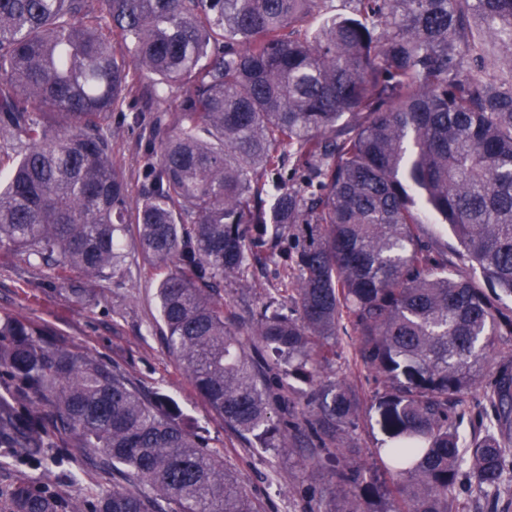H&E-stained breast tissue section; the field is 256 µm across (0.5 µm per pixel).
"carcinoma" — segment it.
I'll return each instance as SVG.
<instances>
[{
    "instance_id": "carcinoma-1",
    "label": "carcinoma",
    "mask_w": 512,
    "mask_h": 512,
    "mask_svg": "<svg viewBox=\"0 0 512 512\" xmlns=\"http://www.w3.org/2000/svg\"><path fill=\"white\" fill-rule=\"evenodd\" d=\"M325 2L0 0V247L81 304L135 231L169 351L251 447H302L322 485L309 512H466L468 496L512 512V0ZM144 75L183 95L151 127L133 198L110 123ZM424 224L449 225L490 289L448 274ZM286 236L298 316L267 303L252 356L221 288ZM341 332L382 388L369 464L358 394L323 376ZM1 377L0 470L59 466L50 425L114 483L22 480L0 512H257L169 401L101 357L0 318ZM479 387L490 425L466 444Z\"/></svg>"
}]
</instances>
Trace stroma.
<instances>
[{
    "label": "stroma",
    "mask_w": 512,
    "mask_h": 512,
    "mask_svg": "<svg viewBox=\"0 0 512 512\" xmlns=\"http://www.w3.org/2000/svg\"><path fill=\"white\" fill-rule=\"evenodd\" d=\"M180 97L177 89L155 95L152 80L144 76L122 109L113 112L112 162L131 194L142 189L150 125L159 111L174 109ZM130 112L138 113V124L124 121V114ZM291 247L290 240H282L273 256L251 261L246 284L225 281L223 297L229 315L246 321L269 297L287 300ZM124 253L122 267L112 279L96 283L93 302L77 307L57 292L54 272L39 260L0 248V317H18L32 328L51 330L59 344L99 355L119 366L146 393L171 400L180 410L181 422L223 456L225 469L246 488L258 512H305L309 486L294 457L277 448L249 447L203 400L168 350L155 298L157 281L134 235H127ZM337 342L341 356L326 374L350 382L362 399L356 443L363 448L380 447L384 435L373 407L374 379L355 358L353 337L341 334ZM64 454L68 461L63 470L37 473V480L69 494L92 485L111 489V476L85 464L80 449L65 448Z\"/></svg>",
    "instance_id": "obj_1"
}]
</instances>
